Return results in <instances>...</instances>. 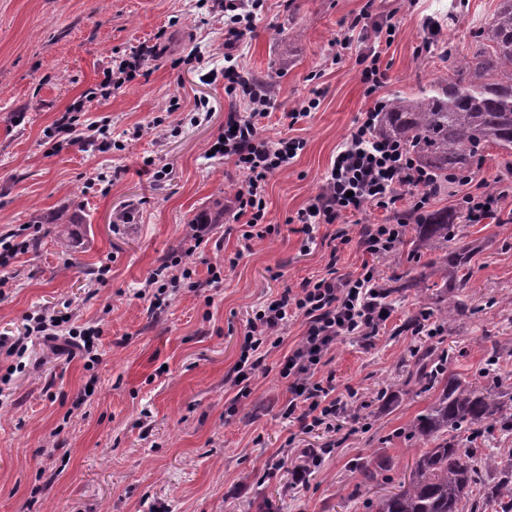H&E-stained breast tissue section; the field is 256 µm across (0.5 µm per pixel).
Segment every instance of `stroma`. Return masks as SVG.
I'll use <instances>...</instances> for the list:
<instances>
[{"label": "stroma", "mask_w": 512, "mask_h": 512, "mask_svg": "<svg viewBox=\"0 0 512 512\" xmlns=\"http://www.w3.org/2000/svg\"><path fill=\"white\" fill-rule=\"evenodd\" d=\"M255 25L224 30V0H0V239L27 229L28 248L0 266V512H371L370 503L407 485L418 440L410 428L437 396L406 379L417 356L438 343L448 370L485 388L490 347L508 359L512 379V195L496 219L466 221L451 189L429 205L453 218L447 243L407 233L389 255H368L356 237L381 224L365 206L340 225H321L310 245L290 222L323 185L336 152L361 112L393 94L412 97L471 56L477 30L500 0H261ZM391 23V44H377L386 74L374 96L361 81L360 40L338 50L360 17ZM438 46H418L427 23ZM158 45L156 57L109 99L83 103L117 58ZM270 81L276 107L262 122L271 140L304 139L287 170L269 180L267 220L276 231L244 242L232 207L243 176L206 157L240 104L224 90V57ZM318 107L289 125L298 101ZM178 110H171L172 101ZM208 116H198L197 101ZM83 103L85 122L110 125V141L56 147L48 132ZM127 209L129 220L113 221ZM63 212L57 237L45 217ZM211 224L207 243L190 250L192 220ZM344 228L349 244L327 240ZM471 250L461 293L472 313L429 316L417 333L408 322L423 305L415 290L389 297L378 336L346 337L332 348L321 377L345 409L336 430L307 432L285 414L291 398L281 374L304 327L290 322L238 398L235 364L253 309L286 287L373 268L379 284L419 275L437 280L450 249ZM190 251L198 290L183 287L160 303L142 291L151 272ZM223 263L220 287L208 268ZM60 320L53 341L31 338L10 353L28 316ZM100 330L99 359L71 355L70 329ZM464 447H495L512 465V435L491 420L461 435ZM306 448L323 449L305 485L290 464ZM380 460L387 471L363 480L356 463Z\"/></svg>", "instance_id": "obj_1"}]
</instances>
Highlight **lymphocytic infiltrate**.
<instances>
[{"label": "lymphocytic infiltrate", "mask_w": 512, "mask_h": 512, "mask_svg": "<svg viewBox=\"0 0 512 512\" xmlns=\"http://www.w3.org/2000/svg\"><path fill=\"white\" fill-rule=\"evenodd\" d=\"M224 62L225 91L246 101L249 109L229 114L225 130L216 140L215 154L232 161L244 173L245 180L234 195L238 215L247 219L243 238L262 240L275 231L267 222L268 181L294 162L305 142L300 138L272 141L263 137L260 125L276 106L273 97L256 86L233 56H225ZM375 117L372 109L361 113L337 151L321 190L296 213L294 221L305 241L313 240L320 225L336 223L371 205L389 212L392 220L365 225L360 243L370 254H387L402 242L409 218L421 217L430 204L432 176L418 169L407 146L373 136ZM448 182L463 187L459 208L470 222L482 223L496 212L501 196L486 191L484 181L470 174L449 176ZM405 187L417 188L418 194L404 210L400 203ZM388 317V304L377 295L372 267L342 275L335 267H328L323 277L284 289L254 311L236 363L240 386L248 388L268 352L280 346L281 333L289 321L302 320L301 341L289 351L282 368L292 393L288 414L305 431L333 432L340 403L331 398L332 388L324 384L319 372L338 340L375 336Z\"/></svg>", "instance_id": "obj_1"}]
</instances>
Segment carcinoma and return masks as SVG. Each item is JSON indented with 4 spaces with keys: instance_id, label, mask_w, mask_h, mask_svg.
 <instances>
[{
    "instance_id": "cac0c4a2",
    "label": "carcinoma",
    "mask_w": 512,
    "mask_h": 512,
    "mask_svg": "<svg viewBox=\"0 0 512 512\" xmlns=\"http://www.w3.org/2000/svg\"><path fill=\"white\" fill-rule=\"evenodd\" d=\"M376 137L411 148L417 163L448 183V174L467 173L489 145L512 153V0L500 7L480 29L472 58L454 67L448 81L437 82L415 97L393 96L378 112ZM427 239L449 241L453 225L448 215L429 213L417 224ZM469 277V254L463 248L448 253L441 282L420 277L399 284L416 286L421 300L431 299L436 288H463ZM446 317H466L472 308L458 295L448 296ZM448 358L436 346L418 357L408 382L424 388L443 385L442 393L411 428L415 438L431 441V448H416V460L407 488L373 501L372 512H462V502L473 493L483 469L496 463L494 450L480 458L461 451L448 432L471 429L500 419L512 430V413L494 388L478 389L448 373ZM494 512H512V475L504 476L484 492Z\"/></svg>"
}]
</instances>
